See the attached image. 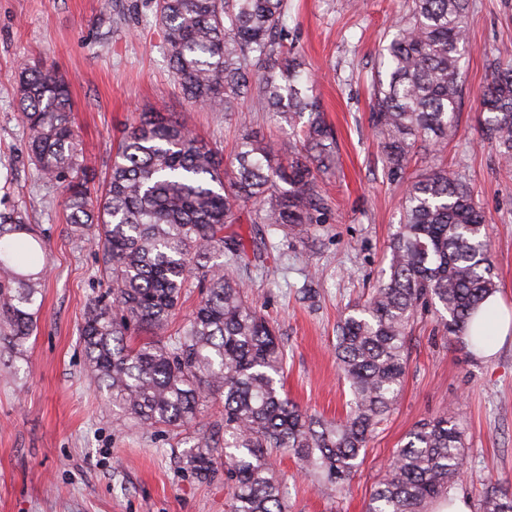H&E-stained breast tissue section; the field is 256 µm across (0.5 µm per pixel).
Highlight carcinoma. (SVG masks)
<instances>
[{
    "label": "carcinoma",
    "instance_id": "1",
    "mask_svg": "<svg viewBox=\"0 0 512 512\" xmlns=\"http://www.w3.org/2000/svg\"><path fill=\"white\" fill-rule=\"evenodd\" d=\"M384 48L369 122L388 172L407 181L402 223L388 271L368 300L340 315L336 363L352 399L328 420L288 399L285 356L275 327L250 301L243 274L248 244L233 228L249 223L303 242L322 223L320 179L336 166L331 129L303 57L288 50L285 0H157V22L185 99L234 116L250 99L300 129L273 153L248 136L226 158L173 113L139 114L93 194L71 120L68 81L40 60L14 77L37 176L60 184L72 233L101 255L109 292L80 328L91 375L112 406L148 428L181 433L205 402L224 404V484L229 512H288L273 452L290 456L316 484L343 494L361 451L396 403L407 371L406 340L420 308L450 336H463L498 291L483 211L465 182L437 167L408 175L417 147L438 149L454 127L462 93L459 58L468 0H413ZM482 135L512 165V59L480 91ZM286 187H281V184ZM49 258L23 212H0V344L15 353L36 328ZM202 297L169 333L183 291ZM144 332L135 342L131 336ZM218 441L204 433L183 453L186 469L215 472ZM462 431L446 415L415 426L371 494L367 512H429L461 480ZM479 512H512V493L489 483Z\"/></svg>",
    "mask_w": 512,
    "mask_h": 512
}]
</instances>
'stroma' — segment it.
<instances>
[{"label": "stroma", "instance_id": "35a3bbf8", "mask_svg": "<svg viewBox=\"0 0 512 512\" xmlns=\"http://www.w3.org/2000/svg\"><path fill=\"white\" fill-rule=\"evenodd\" d=\"M286 2L288 43L317 83L336 139V169L321 182L324 221L311 241L271 236L269 253L252 254L246 283L286 352L289 399L336 419L350 398L336 367V322L364 302L387 269L389 241L403 219L404 187L388 174L369 108L381 55L409 4ZM468 32L456 124L444 149L416 151L411 167L445 166L468 184L488 224L499 292L512 310V169L482 138L478 99L498 62L512 57V0H469ZM33 58L71 83L72 119L95 191L124 131L151 108L172 112L227 156L248 133L278 149L290 128L248 101L245 127L192 107L174 78L154 0H112L107 12L100 0H0V211H22L38 225L50 262L25 358L0 350V512H227L223 472L202 480L182 462L191 434L223 427L220 401L205 403L188 433L176 435L114 411L89 379L79 327L107 281L95 248L70 232L62 187L40 181L27 158L13 77ZM406 347L401 396L343 496L312 483L292 458L272 455L289 512H366L406 434L443 414L463 433L466 464L454 493L470 512L488 482L512 491V335L480 359L421 310Z\"/></svg>", "mask_w": 512, "mask_h": 512}]
</instances>
